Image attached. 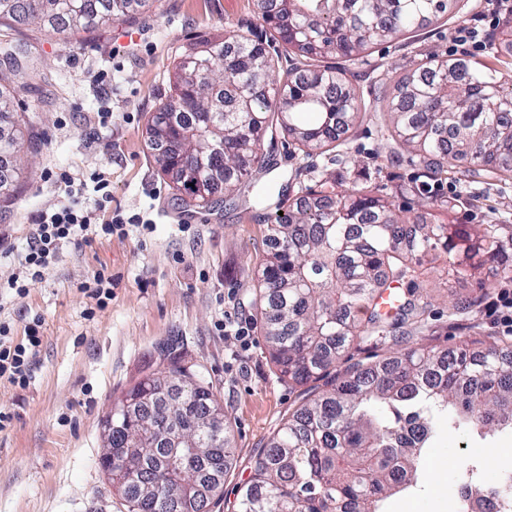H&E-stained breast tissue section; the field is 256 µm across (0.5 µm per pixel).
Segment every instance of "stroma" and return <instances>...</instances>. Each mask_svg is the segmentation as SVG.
<instances>
[{"label":"stroma","mask_w":512,"mask_h":512,"mask_svg":"<svg viewBox=\"0 0 512 512\" xmlns=\"http://www.w3.org/2000/svg\"><path fill=\"white\" fill-rule=\"evenodd\" d=\"M505 14L491 0H463L446 21L372 48L358 59H333L355 87L366 115L342 146L323 154L295 149L287 136L266 143L272 182L298 197L322 171L366 167L374 195L394 200L415 217L422 200H455L453 223L503 224L512 230V180L469 176L465 166L430 179L417 158L390 160L379 135V98L396 93L409 69L429 54L447 53L490 63L489 50H462L461 26L483 40L501 35ZM244 35L276 51L257 17L254 0H152L134 19L72 36L36 25H0V42L15 47L36 77L19 98L34 136L14 196L0 202V321L22 339L41 318L42 346L30 382H0V410L12 420L0 432V512H129L99 466L100 421L130 388L162 371L169 357L199 371L223 406L232 430V464L224 497L208 512H227L240 485L283 418L311 392L284 379L255 308V272L265 249L269 209L255 191L197 207L176 190L146 146L148 120L164 101L169 72L182 47L209 36ZM110 113L101 123L100 113ZM106 172L112 204L139 215L125 235H100L63 247L41 281L25 295L7 282L20 274L31 218L79 200L92 206L93 173ZM73 179L64 192L56 174ZM444 258L427 261L420 292L426 302L408 345L454 352L472 339L512 346V281L489 279L486 288L446 273ZM112 279V298L97 306L93 276ZM478 304L466 313L454 305ZM246 327L247 339L236 330ZM174 340L172 356L160 347ZM468 436L441 429L420 462L421 487L393 495L388 512H448L453 463L468 456Z\"/></svg>","instance_id":"1"}]
</instances>
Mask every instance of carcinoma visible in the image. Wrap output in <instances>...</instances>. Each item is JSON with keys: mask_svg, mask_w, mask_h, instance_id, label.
<instances>
[{"mask_svg": "<svg viewBox=\"0 0 512 512\" xmlns=\"http://www.w3.org/2000/svg\"><path fill=\"white\" fill-rule=\"evenodd\" d=\"M145 0H0V21L90 31L124 20ZM269 35L283 44L294 78L273 81L279 66L263 46L239 36L228 46L201 37L174 66L165 103L148 123L147 146L174 187L206 208L233 195L265 164L264 141L278 132L306 153L339 145L361 117L355 89L326 61L357 57L439 17L448 0H257ZM497 61L512 57V23L494 39ZM194 58L202 80L186 66ZM383 129L435 178L454 162L512 178V68L478 69L433 55L410 71L379 106ZM0 198L17 189L25 136L16 97L0 84ZM365 178L326 173L295 202L262 186L276 211L257 269L256 307L270 355L289 383L324 381L282 422L239 489L233 512H386L389 497L420 479L438 415L480 444L512 435V350L497 344L453 355L404 352L332 375L349 345L391 336L423 309L415 296L426 258L448 257L459 280L482 286L488 274L512 278L497 257L512 247L497 224L460 234L433 214L409 225L392 201L368 194ZM180 396L173 409L158 396ZM115 415L104 472L129 512H202L224 481L230 448L226 416L202 376L171 358L168 370L127 392ZM512 496V466L488 468L474 455L458 465L453 492Z\"/></svg>", "mask_w": 512, "mask_h": 512, "instance_id": "carcinoma-1", "label": "carcinoma"}]
</instances>
